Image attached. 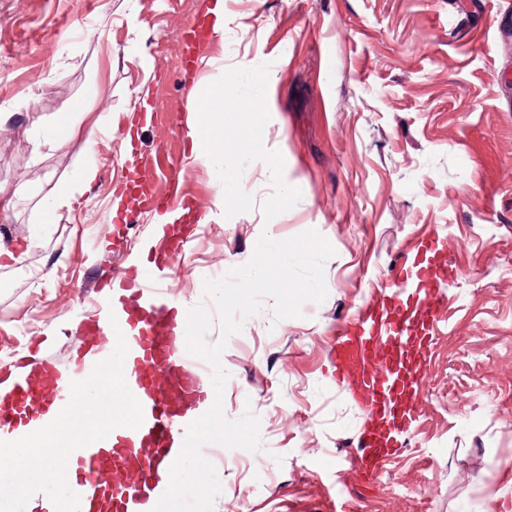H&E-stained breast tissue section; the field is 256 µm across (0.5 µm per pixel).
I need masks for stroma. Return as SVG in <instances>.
Segmentation results:
<instances>
[{
  "label": "stroma",
  "instance_id": "obj_1",
  "mask_svg": "<svg viewBox=\"0 0 512 512\" xmlns=\"http://www.w3.org/2000/svg\"><path fill=\"white\" fill-rule=\"evenodd\" d=\"M213 0H0V242H29L0 267V363L63 362L97 277L142 255L173 197L186 250L166 286L204 305L205 279L247 263L261 235L317 230L335 249L328 296L298 318L273 301L231 335L224 414L260 418L262 448L224 452L214 512H512V0H224V36L187 64L189 23ZM266 70L263 93L233 82ZM224 84L263 105L259 128L301 195L258 160L236 196L186 166L188 95ZM80 119L96 144L66 138ZM133 129L113 135L110 121ZM95 181L80 186L83 167ZM74 187L69 206L48 191ZM447 237L457 271L417 372L415 428L379 475L350 446L364 412L331 378L336 328L404 253Z\"/></svg>",
  "mask_w": 512,
  "mask_h": 512
}]
</instances>
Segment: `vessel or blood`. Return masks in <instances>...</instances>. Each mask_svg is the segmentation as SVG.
<instances>
[{
	"label": "vessel or blood",
	"mask_w": 512,
	"mask_h": 512,
	"mask_svg": "<svg viewBox=\"0 0 512 512\" xmlns=\"http://www.w3.org/2000/svg\"><path fill=\"white\" fill-rule=\"evenodd\" d=\"M165 274V265L157 261L103 273L85 348L66 364L42 363L47 388L31 385L20 374L0 393V434L36 431L68 404L71 381L86 378L111 355L115 332L123 333L129 348L124 376L144 420L139 428H116L71 453L66 480L80 496L79 512H94L107 477L112 480V512H152L168 486L188 425L213 404L208 372L188 354L185 332L175 329L176 304L159 286ZM452 274L447 237L428 239L394 270V279L413 281V288L395 290L357 309L337 332L332 368L339 384L354 386L367 416L357 446L369 473L377 472L379 457L400 446L414 422L409 409L393 412L386 398L405 358L427 351L440 305L439 286Z\"/></svg>",
	"instance_id": "b4317fda"
}]
</instances>
